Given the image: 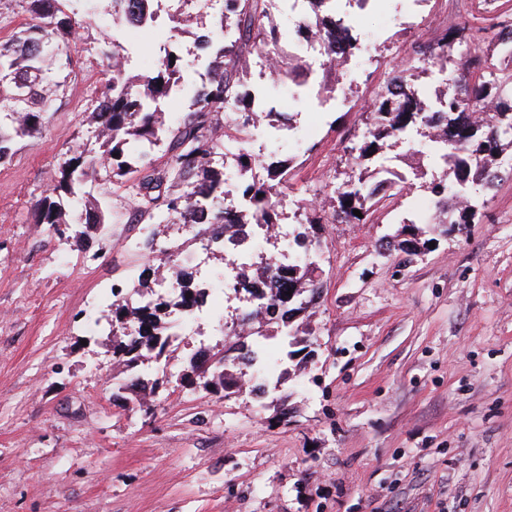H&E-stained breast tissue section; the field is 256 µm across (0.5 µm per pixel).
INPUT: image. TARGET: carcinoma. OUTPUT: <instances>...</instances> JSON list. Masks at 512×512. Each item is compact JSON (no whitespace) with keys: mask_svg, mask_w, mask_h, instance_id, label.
<instances>
[{"mask_svg":"<svg viewBox=\"0 0 512 512\" xmlns=\"http://www.w3.org/2000/svg\"><path fill=\"white\" fill-rule=\"evenodd\" d=\"M30 22L23 32L0 42V163L10 155L13 141L40 133L44 116L53 110L57 97L70 81L69 62L61 57V43L70 39L85 19L66 5L75 0H26ZM268 0H224V11L213 25L203 45L209 59L208 79L191 96L189 105L178 110L183 95L182 60L168 52L146 73L132 77L122 62L126 49L120 42L121 27L129 21L143 25L154 21L152 0H111L112 35L104 38L98 54L106 60L100 71L99 95L89 108L95 128L94 141L69 150L58 162L53 186L36 202L35 222L54 236H62L78 224H104L106 215L90 199L87 186L112 172V182L120 183L136 200L135 220L162 224L172 218L195 237L210 232L208 225L276 224L279 210L276 197L288 179V163L280 159L262 162L248 152L237 156V170L248 171L261 165L266 177L239 186L249 207L240 214L224 213V182L227 173L217 157L224 154V139L240 133L258 116L264 103L262 94L245 90L249 56L270 51L276 55L273 74L281 86L297 98L312 94L327 97L336 91L341 74L337 69L340 54L352 67L362 61L363 42L351 37L341 19L324 10L323 0H307L308 14L295 27L294 35L319 37L327 46L319 77L309 81L304 62L282 41ZM487 27L470 29L474 43L504 48L507 63L488 69V61L462 57L458 35L416 42L412 54L422 57L420 67L407 59L389 62L386 80L369 98L366 113L369 135L345 147L349 161L357 169L383 153L390 143L408 139L423 131L431 135L429 152L443 161L440 176L421 183L442 205V224H469L478 209L472 198L477 184L492 186L499 180L497 158L512 153V25L502 24L488 36ZM448 73L446 90L433 97L417 81L428 73ZM229 113L231 122H221ZM169 139L171 152L164 167L155 166L150 157L161 136ZM179 183L182 189L170 190ZM336 206L331 215H313L296 225V244H312L315 225L329 221L346 224L367 222L374 191L365 188L363 173H358L334 189ZM460 205L448 206V197ZM360 211L361 216L354 215ZM158 265L141 270L135 292L151 297L145 305L117 299L112 302V328L121 330L113 340V356L125 368L173 357L170 336L163 320L169 307L190 308L201 288L193 273L184 268L173 272L176 298L156 294ZM239 275L255 284L271 281L264 310L255 314L259 326L278 325L280 340L290 359L288 347L299 343L290 321L305 311L301 296L320 297L318 268L305 258L288 268H278L269 257L241 268ZM239 340L224 344L219 353H209L210 372H220L224 394L240 389L238 376L229 364L241 362L266 373L276 365L268 359L254 360L251 354L235 359L233 351H243Z\"/></svg>","mask_w":512,"mask_h":512,"instance_id":"carcinoma-1","label":"carcinoma"}]
</instances>
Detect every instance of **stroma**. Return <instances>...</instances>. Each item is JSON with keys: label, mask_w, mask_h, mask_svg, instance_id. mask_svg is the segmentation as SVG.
I'll list each match as a JSON object with an SVG mask.
<instances>
[{"label": "stroma", "mask_w": 512, "mask_h": 512, "mask_svg": "<svg viewBox=\"0 0 512 512\" xmlns=\"http://www.w3.org/2000/svg\"><path fill=\"white\" fill-rule=\"evenodd\" d=\"M90 26L67 44L72 77L41 135L0 163V512H512V177L475 186L473 223L432 224L428 193L382 198L364 224H322V296L295 317L308 332L270 395L223 398L177 385L216 320L180 336L154 414L112 403L124 376L109 324L118 283L153 248L127 251L135 202L102 179L91 194L107 237L82 247L48 235L34 204L61 153L91 139L85 111L99 87L96 49L112 32L109 0H80ZM512 22V0H378L357 29L372 50L347 75V106L317 108L261 80L289 115L295 202L280 221L331 211L352 173L364 97L412 43L464 23ZM414 239L413 255L394 244ZM391 249H384V242Z\"/></svg>", "instance_id": "obj_1"}]
</instances>
